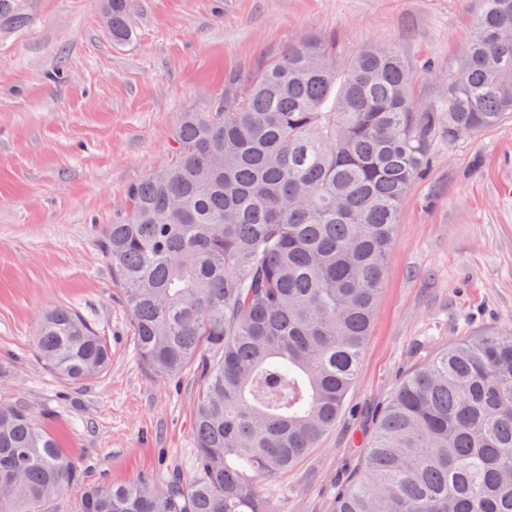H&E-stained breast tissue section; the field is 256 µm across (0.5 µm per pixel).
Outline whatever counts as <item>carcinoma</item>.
<instances>
[{
    "label": "carcinoma",
    "mask_w": 512,
    "mask_h": 512,
    "mask_svg": "<svg viewBox=\"0 0 512 512\" xmlns=\"http://www.w3.org/2000/svg\"><path fill=\"white\" fill-rule=\"evenodd\" d=\"M116 41L128 0H106ZM28 18L0 0V27ZM512 116V0H482L448 75V98L415 101L394 47L340 63L306 37L220 102L185 112L172 157L129 191L101 242L160 377L195 363L197 479L83 484L21 401L0 402V512H44L81 485L77 512H280L257 479L288 471L336 424L385 278L399 207L430 148ZM43 362L79 382L106 369V341L53 307ZM330 512H512V330L456 341L418 363L383 403L360 468Z\"/></svg>",
    "instance_id": "cac0c4a2"
}]
</instances>
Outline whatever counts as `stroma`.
<instances>
[{"instance_id": "stroma-1", "label": "stroma", "mask_w": 512, "mask_h": 512, "mask_svg": "<svg viewBox=\"0 0 512 512\" xmlns=\"http://www.w3.org/2000/svg\"><path fill=\"white\" fill-rule=\"evenodd\" d=\"M0 30V401L27 404L98 486L196 477L195 367L162 378L137 354L132 320L100 248L128 192L171 158L183 112L227 76L249 79L304 36L341 56L395 46L415 99L448 97L478 0H130L116 44L103 0H17ZM66 305L100 332L108 368L74 384L34 349L42 312ZM512 327V118L455 143L405 196L383 292L348 407L304 459L260 481L281 512H328L373 434L376 410L429 350ZM28 18L15 0H0V27L18 28L26 25Z\"/></svg>"}]
</instances>
